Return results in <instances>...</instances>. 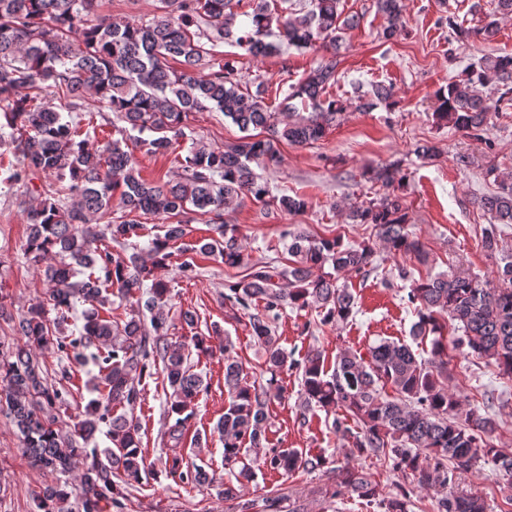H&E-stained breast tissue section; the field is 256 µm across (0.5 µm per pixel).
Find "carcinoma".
<instances>
[{
    "instance_id": "carcinoma-1",
    "label": "carcinoma",
    "mask_w": 512,
    "mask_h": 512,
    "mask_svg": "<svg viewBox=\"0 0 512 512\" xmlns=\"http://www.w3.org/2000/svg\"><path fill=\"white\" fill-rule=\"evenodd\" d=\"M157 2L160 15L148 24L106 17L90 24L87 18L97 0H0V147H13L20 158L4 168V181L26 185L32 174L42 172L68 181L66 191L72 197L69 203L60 192L47 190L28 212L25 252L35 263L46 256L53 259L42 269L47 297L15 323L23 344L0 357V412L11 416L31 466L51 478L34 499L35 512H123V486L142 483L154 469L141 447L139 423L114 408L135 405L143 382L156 375L169 387L165 477L187 485L213 484L208 462L198 452L187 460L184 449L199 396L208 390L202 374L193 371L191 356L218 352L224 354L230 401L216 429L224 442V468L232 479L217 484L216 492L236 503L237 512L253 508L243 496L255 470L314 472L328 464L322 454L271 446L267 408L281 392L279 374L290 368L302 371V418L314 407L332 413L333 431L347 443L346 456L372 458L405 473L410 483L408 489L388 491L347 463L334 469L336 497L357 495L381 512H410L413 489H433L439 494L438 512H487L483 497L456 489L457 473L483 459L503 479L500 512H512V455L489 440L500 424L489 413L461 414L462 401L451 388L448 370L451 344L512 377V261L498 268L495 283L460 266L413 280L404 301L418 314L412 335L430 339V360L419 361L408 346L382 340L365 355L339 350L328 370L318 349L309 350L300 362L288 360L275 336L276 321L288 307H312L322 325L347 323L354 298L338 285V274L368 275L374 269L373 248L367 243L346 245L339 235L312 238L297 231L289 234L287 244L294 265L252 264L236 225L224 220L226 209L239 198L266 212L306 206L300 197L272 195L251 163H278L282 142L304 145L321 139L347 109L348 104L325 97L336 81L344 31L355 24L340 10L341 0H309L301 15L273 8L270 0ZM375 5L386 19L381 38L389 40L406 23L404 0H375ZM243 6L249 22L239 30L237 44L249 55L267 57L285 46L323 48L316 67L286 96L288 101H310L313 111L308 115L290 110L279 118L264 101V83L253 93L244 92L233 64L211 62L206 48L210 33L219 39L231 33L233 8ZM446 21L461 41L473 35L489 41L497 33L494 19L474 31L451 16ZM50 88L66 98L58 110L40 102L41 92ZM492 92L498 94L494 101ZM89 97L125 123L118 132L152 133L143 140L151 154H164L179 140H190L187 153L178 159L179 178L162 184L142 179L125 138L91 142L81 116ZM511 100L512 55L488 54L470 63L464 78L438 89L433 116L481 141L493 105ZM378 102L396 105L390 89L374 84L358 95L355 108L367 112ZM206 109L223 113L242 132L260 129L266 136L254 140L247 135L222 150L211 149L186 132L189 114ZM375 179L384 192L350 207L349 219L373 225L390 253L425 261L398 194L406 180L400 164L379 169ZM117 191L127 214L169 221L164 234L151 239L149 263L137 253L145 225L137 219H106ZM475 203L489 218L485 248L493 253L497 225L512 224V183H501ZM188 214L203 217L215 237L203 244L185 241ZM102 241L106 245L93 247ZM175 246L183 256L178 273L188 280L198 274V254L212 255L227 267H245L224 299L247 315L251 336L264 347L270 373L266 383H242V366L217 328L187 340L171 336L176 324L165 312L170 288L156 270L166 265ZM327 265L333 272L324 271ZM79 267L88 271L80 280ZM111 288L129 303L125 320L101 315L112 305ZM79 299L92 311L81 335H66L61 324ZM49 347L76 360L94 349L89 358L98 367V397L86 404L84 419L72 433L59 425L68 390L47 384L41 376L37 353ZM102 424L112 447L101 452L88 447V441ZM76 468L79 479L72 486L68 477Z\"/></svg>"
}]
</instances>
